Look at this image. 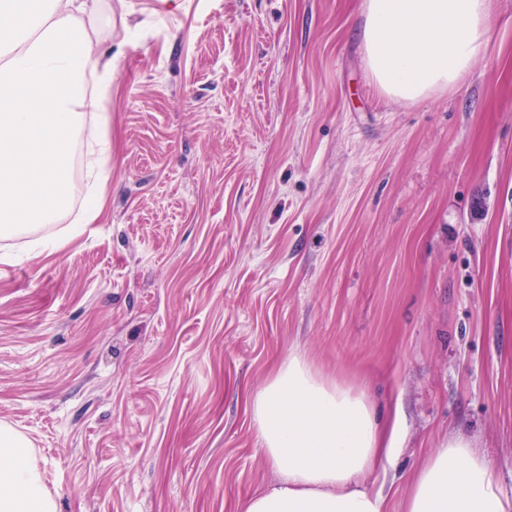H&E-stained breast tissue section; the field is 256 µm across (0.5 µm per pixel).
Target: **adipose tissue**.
<instances>
[{
  "label": "adipose tissue",
  "mask_w": 512,
  "mask_h": 512,
  "mask_svg": "<svg viewBox=\"0 0 512 512\" xmlns=\"http://www.w3.org/2000/svg\"><path fill=\"white\" fill-rule=\"evenodd\" d=\"M493 0H367L364 59L380 91L416 99L458 87L490 41ZM94 0H44L28 18L0 0V232L55 223L75 190L71 160L85 119L90 192L112 162L109 102L116 56L82 18ZM248 408L261 453L278 479L236 512H385L366 478L395 453L363 393L284 359ZM0 512H56L26 440L0 425ZM403 512H512L487 457L451 435L429 455Z\"/></svg>",
  "instance_id": "adipose-tissue-1"
}]
</instances>
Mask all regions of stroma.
<instances>
[{"label":"stroma","mask_w":512,"mask_h":512,"mask_svg":"<svg viewBox=\"0 0 512 512\" xmlns=\"http://www.w3.org/2000/svg\"><path fill=\"white\" fill-rule=\"evenodd\" d=\"M365 4L98 0L101 213L0 234V423L58 512H234L292 352L398 421L386 512L451 434L512 497V0L415 100L368 73Z\"/></svg>","instance_id":"1"}]
</instances>
